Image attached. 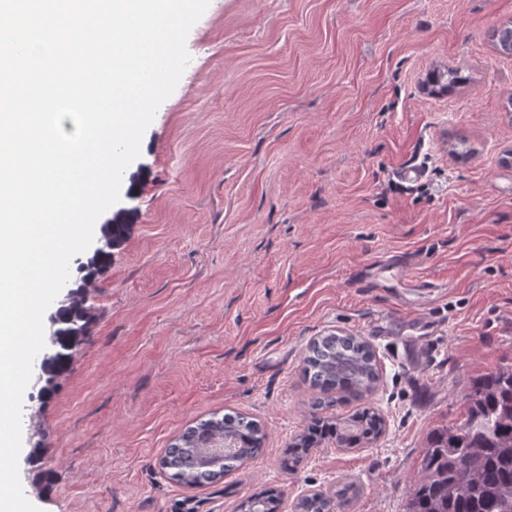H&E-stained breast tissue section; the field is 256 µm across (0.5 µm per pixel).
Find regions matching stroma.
I'll use <instances>...</instances> for the list:
<instances>
[{
  "label": "stroma",
  "mask_w": 512,
  "mask_h": 512,
  "mask_svg": "<svg viewBox=\"0 0 512 512\" xmlns=\"http://www.w3.org/2000/svg\"><path fill=\"white\" fill-rule=\"evenodd\" d=\"M509 22L512 0H210L122 179L133 225L88 339L51 397L25 390L40 512H238L264 489L295 512L348 482L344 512H405L432 432L512 365V54L492 39ZM329 332L370 342L380 380L322 415L369 407L384 432L291 473L304 358ZM215 412L259 422L261 451L173 482L166 448Z\"/></svg>",
  "instance_id": "35a3bbf8"
}]
</instances>
